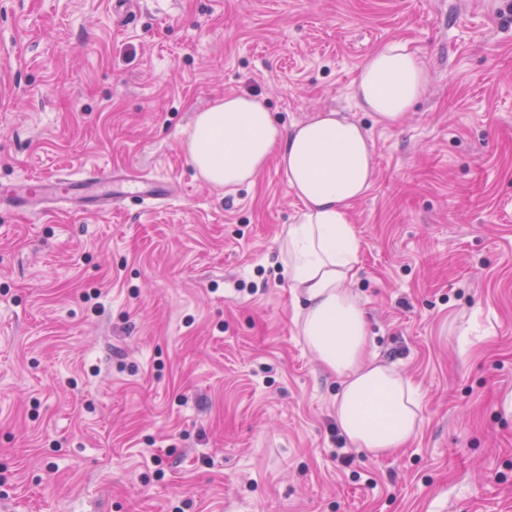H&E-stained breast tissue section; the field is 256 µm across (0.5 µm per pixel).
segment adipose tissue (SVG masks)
Segmentation results:
<instances>
[{
    "instance_id": "adipose-tissue-1",
    "label": "adipose tissue",
    "mask_w": 512,
    "mask_h": 512,
    "mask_svg": "<svg viewBox=\"0 0 512 512\" xmlns=\"http://www.w3.org/2000/svg\"><path fill=\"white\" fill-rule=\"evenodd\" d=\"M429 82L418 52L393 40L363 62L353 95L375 124L391 128ZM184 150L197 176L228 194L277 161L301 204L283 229L278 264L294 290L299 336L341 381L334 400L340 433L376 457L405 447L420 429V394L370 355L364 310L352 288L362 245L350 212L376 174L366 127L324 110L286 129L259 98L229 94L194 114Z\"/></svg>"
}]
</instances>
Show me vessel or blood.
Here are the masks:
<instances>
[{
  "label": "vessel or blood",
  "instance_id": "obj_1",
  "mask_svg": "<svg viewBox=\"0 0 512 512\" xmlns=\"http://www.w3.org/2000/svg\"><path fill=\"white\" fill-rule=\"evenodd\" d=\"M169 192L166 184L156 180L144 177L130 179L91 169L75 177H27L5 190L4 195L10 203L22 206L27 212L41 211L58 203H84L108 211L127 198L158 203L164 201Z\"/></svg>",
  "mask_w": 512,
  "mask_h": 512
}]
</instances>
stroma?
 Listing matches in <instances>:
<instances>
[{
	"label": "stroma",
	"instance_id": "35a3bbf8",
	"mask_svg": "<svg viewBox=\"0 0 512 512\" xmlns=\"http://www.w3.org/2000/svg\"><path fill=\"white\" fill-rule=\"evenodd\" d=\"M393 40L430 85L384 128L352 90ZM227 94L369 131L353 288L422 396L393 455L340 434L294 326L282 172L188 162ZM84 169L173 194L0 205V512H512V0H0V185Z\"/></svg>",
	"mask_w": 512,
	"mask_h": 512
}]
</instances>
